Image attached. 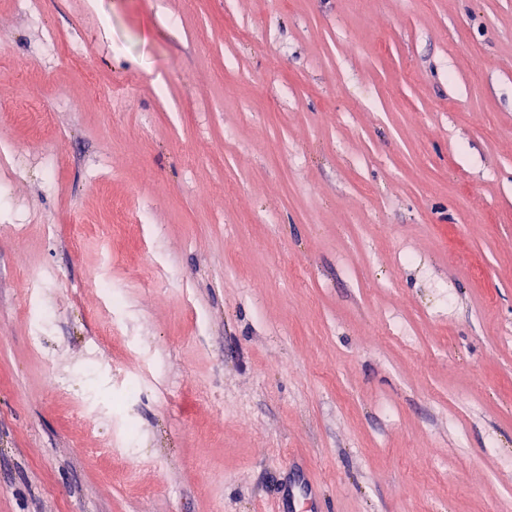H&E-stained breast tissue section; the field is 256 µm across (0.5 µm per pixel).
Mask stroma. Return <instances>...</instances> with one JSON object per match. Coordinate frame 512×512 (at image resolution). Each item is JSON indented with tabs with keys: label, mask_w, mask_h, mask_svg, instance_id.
Returning <instances> with one entry per match:
<instances>
[{
	"label": "stroma",
	"mask_w": 512,
	"mask_h": 512,
	"mask_svg": "<svg viewBox=\"0 0 512 512\" xmlns=\"http://www.w3.org/2000/svg\"><path fill=\"white\" fill-rule=\"evenodd\" d=\"M1 31L0 512H512V0Z\"/></svg>",
	"instance_id": "1"
}]
</instances>
